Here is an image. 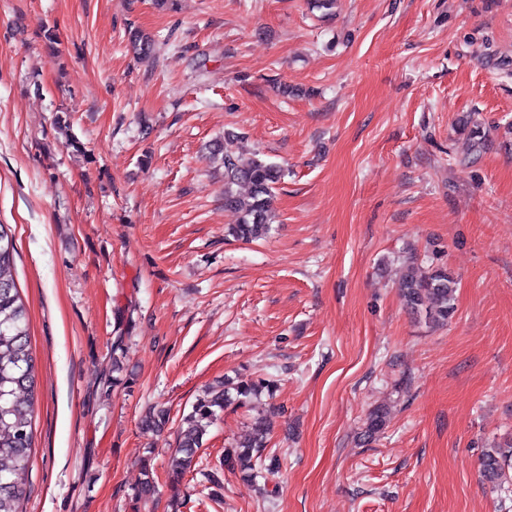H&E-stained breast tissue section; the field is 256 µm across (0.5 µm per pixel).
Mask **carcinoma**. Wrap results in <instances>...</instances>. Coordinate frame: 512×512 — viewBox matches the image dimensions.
I'll return each mask as SVG.
<instances>
[{
  "mask_svg": "<svg viewBox=\"0 0 512 512\" xmlns=\"http://www.w3.org/2000/svg\"><path fill=\"white\" fill-rule=\"evenodd\" d=\"M130 50L140 58L155 55L156 43L138 30L130 31ZM212 158L224 167V208L237 214L230 227L238 239L250 241L267 233L274 219L272 201L275 186L282 178L281 168L258 156L244 158L224 153V145H210ZM13 236L0 224V512H19V503L26 494L28 462L34 443L33 393L35 358L30 345L26 308L13 279ZM456 282L448 269L440 266L424 268L409 265L401 277L400 297L416 317L436 325L444 324L455 313ZM114 382L132 380L124 364L122 340L112 344ZM274 381L266 378L240 377L233 389L223 385L208 388L196 400L184 417L186 428L177 437V448L167 461L172 481L179 482L193 469L199 449L208 429L224 408L232 404L249 403L266 391L272 392ZM169 419L163 410L153 411L141 420V426L156 433L164 432ZM386 423V413L377 410L366 422L364 436L373 438ZM267 428L258 419L235 447L224 453L225 469L254 482L263 472L275 473L279 460L263 459L267 443ZM152 455L141 461V475L134 490L135 497L147 500L155 494L156 485ZM512 443L496 444L481 458V473L485 480L505 487L512 483Z\"/></svg>",
  "mask_w": 512,
  "mask_h": 512,
  "instance_id": "1",
  "label": "carcinoma"
}]
</instances>
